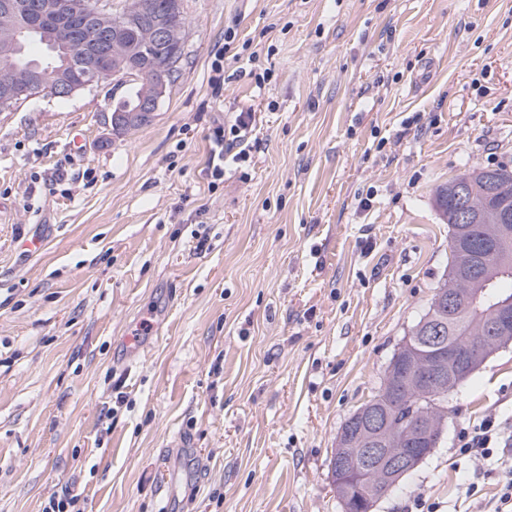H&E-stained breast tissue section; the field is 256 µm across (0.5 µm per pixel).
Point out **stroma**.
I'll return each instance as SVG.
<instances>
[{
	"instance_id": "1",
	"label": "stroma",
	"mask_w": 512,
	"mask_h": 512,
	"mask_svg": "<svg viewBox=\"0 0 512 512\" xmlns=\"http://www.w3.org/2000/svg\"><path fill=\"white\" fill-rule=\"evenodd\" d=\"M183 7L146 124L113 131L109 81L0 112V512H342L337 436L449 269L435 189L512 169V0ZM241 111L251 159L212 182ZM491 414L512 343L374 512H487L495 463L456 444ZM226 129L219 126L214 130L212 156L209 161L211 166V176L215 180H221L224 177V141H226Z\"/></svg>"
}]
</instances>
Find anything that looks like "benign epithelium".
<instances>
[{
    "label": "benign epithelium",
    "instance_id": "benign-epithelium-1",
    "mask_svg": "<svg viewBox=\"0 0 512 512\" xmlns=\"http://www.w3.org/2000/svg\"><path fill=\"white\" fill-rule=\"evenodd\" d=\"M54 8V0L35 2L27 6L25 17L21 18L11 0L1 3L4 52L15 54L25 36L42 32V14ZM90 20L98 42L81 44L77 59L73 51L63 47V42L56 35L44 38L53 57L48 59L46 67L32 69L30 84L41 85L43 94L50 92L58 97H71L82 89L107 80L119 84L141 82L139 105L124 115L123 120L129 125L149 120L166 94L171 71L178 65V56H173L168 65L155 69L150 79L144 81L140 65L128 60L121 51L125 49L130 33L142 43L169 41L176 44V51H181L179 0H173L168 15L163 18L151 13L148 0H124L118 13L112 12L109 0H97ZM18 89L13 71L9 68L0 70V100L5 103L16 101ZM510 182L512 170L478 168L457 178L452 187L462 198L464 215L473 213L477 222L496 225L497 235L506 238L512 235V209L505 203L491 205L486 197ZM485 250L483 246L476 248L474 253L464 254V261L452 273V282L438 292L437 304L448 309V317H454L457 308L467 305V297L456 292L455 287L474 280L475 264L484 261ZM495 281L494 277L483 280L481 294L496 314L494 322L487 328V338L498 344L512 340V298L493 296L491 288ZM470 365L471 361L457 357L451 345L427 344L422 349L412 348L404 362L388 367L384 389L392 391L397 369L407 368L412 373L410 389L441 394L447 388L455 389L467 375ZM446 417L447 412L442 405L433 412L414 414L410 416L411 433L406 436L392 425L388 409L375 403L352 416L337 437L332 459L334 488L343 512H355L352 496L357 492L365 499L366 512H372L375 501L386 493L391 484L416 468L431 452L429 448L413 447V442L443 431ZM349 448L362 449L371 466L362 471L350 468L346 456Z\"/></svg>",
    "mask_w": 512,
    "mask_h": 512
}]
</instances>
